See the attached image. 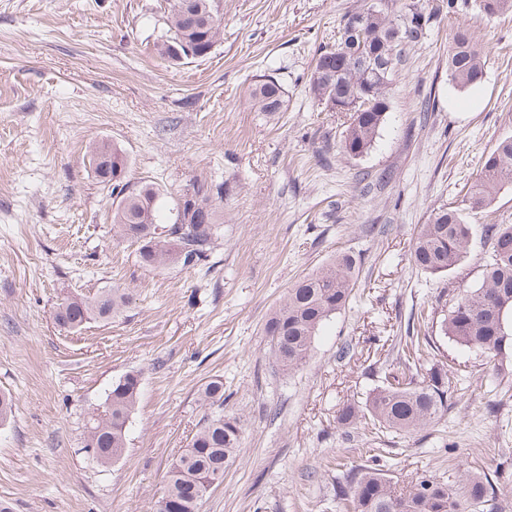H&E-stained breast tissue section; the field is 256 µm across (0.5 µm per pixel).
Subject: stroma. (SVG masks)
Instances as JSON below:
<instances>
[{
    "mask_svg": "<svg viewBox=\"0 0 512 512\" xmlns=\"http://www.w3.org/2000/svg\"><path fill=\"white\" fill-rule=\"evenodd\" d=\"M357 0H222L212 53L173 65L153 43L171 0H0V500L14 512H156L171 463L224 382L241 420L237 458L200 512H337L341 465L379 441L336 416L381 381L409 324L425 317L453 397L434 427L390 434L406 485L426 471L488 474L512 512V355L489 363L443 336L449 292L480 284L483 245L457 273L409 262L433 208L460 204L484 157L512 136V16L459 12L410 52L373 149L340 152L349 115L309 95L315 51ZM485 59L480 85L448 79L456 26ZM277 77L286 109L254 111L258 76ZM433 99L429 115L420 112ZM105 140L131 181L173 195L194 177L224 185V223L200 266L151 271L117 241L110 189L89 164ZM347 252L357 286L302 370H277L264 324L291 285ZM129 288L133 301L80 331L54 319L65 297ZM354 355L338 360L344 345ZM140 376L125 454L83 450L87 416L113 382Z\"/></svg>",
    "mask_w": 512,
    "mask_h": 512,
    "instance_id": "stroma-1",
    "label": "stroma"
}]
</instances>
